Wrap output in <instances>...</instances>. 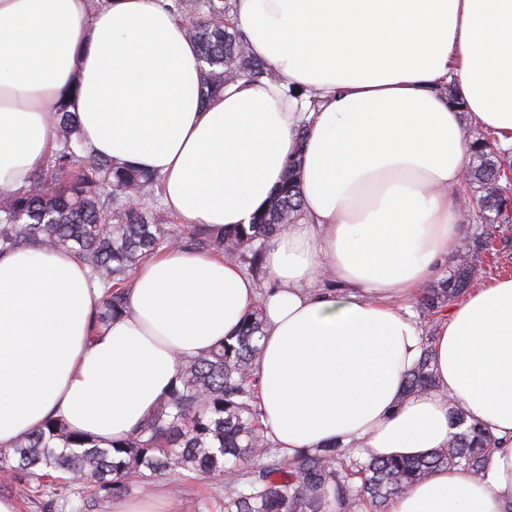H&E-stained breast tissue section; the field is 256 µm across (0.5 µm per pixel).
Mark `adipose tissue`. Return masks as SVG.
<instances>
[{"label":"adipose tissue","instance_id":"ef3b65f1","mask_svg":"<svg viewBox=\"0 0 512 512\" xmlns=\"http://www.w3.org/2000/svg\"><path fill=\"white\" fill-rule=\"evenodd\" d=\"M231 19L273 75L206 102L163 0H0V189L31 186L69 92L87 146L160 173L165 207L201 234L251 224L297 155L303 207L264 245L269 294L236 259L175 246L141 263L99 332L103 290L71 253L0 252V449L52 417L126 438L183 362L258 307L274 447L420 457L447 447L459 409L500 441L482 479L436 471L389 512H512V276L449 304L436 390L405 388L422 348L412 307L465 219L466 129L512 150V0H235ZM323 270L343 292L319 287Z\"/></svg>","mask_w":512,"mask_h":512}]
</instances>
